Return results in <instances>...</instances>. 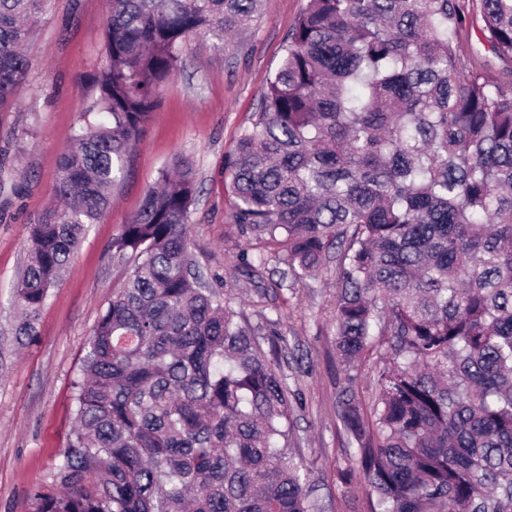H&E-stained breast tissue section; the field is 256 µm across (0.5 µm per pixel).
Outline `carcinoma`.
Returning a JSON list of instances; mask_svg holds the SVG:
<instances>
[{"instance_id": "carcinoma-1", "label": "carcinoma", "mask_w": 512, "mask_h": 512, "mask_svg": "<svg viewBox=\"0 0 512 512\" xmlns=\"http://www.w3.org/2000/svg\"><path fill=\"white\" fill-rule=\"evenodd\" d=\"M308 0L224 165L231 218L300 284L336 250V347L378 338L371 418L340 417L373 512H512V0ZM53 0H0V112ZM259 0H111L94 98L27 227L13 342L38 317L182 67ZM477 29L507 78L461 66ZM196 173L176 156L112 242L129 262L74 383L75 425L38 512H310L293 404L188 251Z\"/></svg>"}]
</instances>
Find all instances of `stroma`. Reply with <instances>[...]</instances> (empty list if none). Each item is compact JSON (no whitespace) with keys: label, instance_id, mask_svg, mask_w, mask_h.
Returning a JSON list of instances; mask_svg holds the SVG:
<instances>
[{"label":"stroma","instance_id":"obj_1","mask_svg":"<svg viewBox=\"0 0 512 512\" xmlns=\"http://www.w3.org/2000/svg\"><path fill=\"white\" fill-rule=\"evenodd\" d=\"M306 6L307 0H261L252 25L221 48L209 35L191 36L184 68L163 86L108 209L90 225L42 309L36 340L0 363V512H37L36 490L51 486L73 424L72 384L82 374L84 345L128 269L112 241L178 154L197 174L188 248L200 272L219 273L224 300L242 325L262 348H277L276 369L293 395L288 446L312 512H372L339 419L338 394L352 385L369 410L378 358L370 348L348 368L336 354V259L327 257L305 284L293 286L273 247L231 222L224 182V159L256 121L261 93ZM108 11L109 0H54L25 49L29 70L18 103L0 112V348L6 350L17 316L12 287L28 258L27 225L50 204L59 154L93 94ZM244 250L259 260L256 274L243 273Z\"/></svg>","mask_w":512,"mask_h":512}]
</instances>
